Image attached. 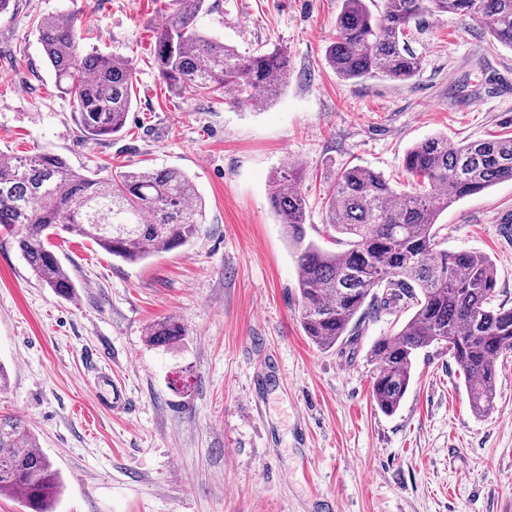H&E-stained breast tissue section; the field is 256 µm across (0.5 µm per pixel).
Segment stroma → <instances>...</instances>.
I'll use <instances>...</instances> for the list:
<instances>
[{"label": "stroma", "instance_id": "1", "mask_svg": "<svg viewBox=\"0 0 512 512\" xmlns=\"http://www.w3.org/2000/svg\"><path fill=\"white\" fill-rule=\"evenodd\" d=\"M198 26L240 54L280 50L288 78L265 107L172 95L153 63L161 0H16L0 15V152H51L102 176L172 167L194 181L207 222L189 246L127 264L74 237L52 243L78 288L31 274L0 231V414L23 418L59 469L55 512H512V356L496 409L476 417L441 348L420 352L391 416L371 399L368 351L410 313L386 310L357 341L322 351L299 323L293 250L272 180L303 169L306 237L337 251L325 221L329 171L368 168L410 189L406 151L443 134H512V51L483 23L431 16L411 29L407 81L345 80L325 50L342 0H208ZM76 13L87 49L135 68L117 138L85 141L37 39L39 18ZM442 246L487 254L512 306V181L441 213ZM177 319L176 350L146 327ZM132 409L113 410V387Z\"/></svg>", "mask_w": 512, "mask_h": 512}]
</instances>
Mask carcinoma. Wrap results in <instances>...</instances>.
I'll list each match as a JSON object with an SVG mask.
<instances>
[{
    "instance_id": "cac0c4a2",
    "label": "carcinoma",
    "mask_w": 512,
    "mask_h": 512,
    "mask_svg": "<svg viewBox=\"0 0 512 512\" xmlns=\"http://www.w3.org/2000/svg\"><path fill=\"white\" fill-rule=\"evenodd\" d=\"M205 0H168L155 33L154 61L167 88L182 96L218 94L236 106L262 107L288 76L286 56L274 50L243 56L197 26ZM459 15L486 23L493 40L512 50V0H383L373 15L368 0H343L336 40L326 58L345 80L405 81L420 67L406 40L411 25L431 15ZM38 40L57 86L73 103L85 140L120 134L134 94L126 58L83 48L73 17L52 14L36 23ZM404 168L414 190L395 188L380 173L342 167L329 174L327 225L345 249L322 250L306 240L307 199L302 171L273 179L271 205L295 247L299 320L320 349L355 341V328L379 309L413 310L397 331L377 338L371 396L395 413L412 381L417 353L439 345L465 375L472 411L496 408L500 361L512 355V307L492 305L497 271L486 254L448 251L439 240V215L461 199L512 180V136L452 144L428 137L408 150ZM206 223L193 180L176 168L122 171L102 178L71 169L48 152H0V227L15 235L32 274L68 298L78 285L49 248L51 236L81 237L127 263L189 245ZM184 336L172 317L150 324L147 342L173 349ZM62 479L16 416H0V495L20 498L30 512H54Z\"/></svg>"
}]
</instances>
